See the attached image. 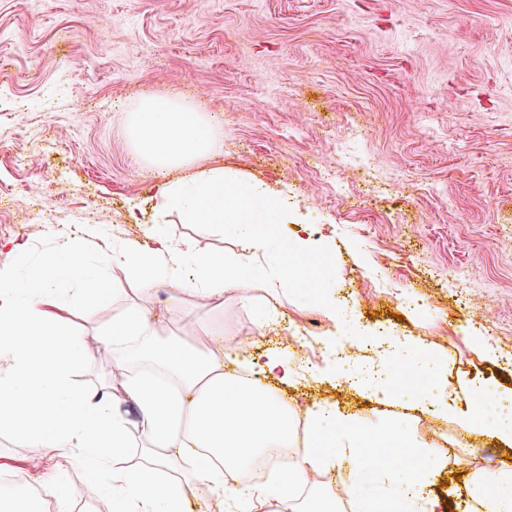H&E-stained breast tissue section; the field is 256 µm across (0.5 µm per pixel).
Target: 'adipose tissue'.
Instances as JSON below:
<instances>
[{
    "label": "adipose tissue",
    "mask_w": 512,
    "mask_h": 512,
    "mask_svg": "<svg viewBox=\"0 0 512 512\" xmlns=\"http://www.w3.org/2000/svg\"><path fill=\"white\" fill-rule=\"evenodd\" d=\"M212 131L204 105L156 95L144 98L125 129L141 155L182 172L159 182V210L178 211L190 224L230 226L238 244L232 255L203 254L191 241L163 237L151 249L129 240L120 250L99 251L91 265L85 239L76 235L26 277L0 272V430L55 448L59 468L83 465L117 502V512H186V476L211 486L226 512H334L331 495L307 489L305 476L335 469L351 474L348 490L358 512H435L428 492L434 471L418 476L374 467L363 452L365 418L318 408L310 418L313 448L293 449L287 402L225 376V364L239 367L243 359L218 346L222 328H202L203 349L161 346L142 305L127 306L95 342L116 369L127 371L126 399L137 407V419L129 420L108 393L76 385L88 353L63 313L89 312L109 300V266L132 271L146 298L162 288L173 306L187 295L220 302L226 284L242 283L269 252L256 224L278 223L282 211L262 185H242L223 165H202ZM499 397L483 391L454 415L470 432L512 446V414L493 422L482 415ZM228 413L235 426L224 423ZM135 434L144 440L139 465L127 459ZM270 448L292 450L291 467L268 482H251L253 460ZM465 502L468 512H512V469L475 471ZM0 512H74V506L63 488L30 485L23 503L0 497Z\"/></svg>",
    "instance_id": "adipose-tissue-1"
}]
</instances>
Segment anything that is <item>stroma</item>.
I'll return each mask as SVG.
<instances>
[{"instance_id": "1", "label": "stroma", "mask_w": 512, "mask_h": 512, "mask_svg": "<svg viewBox=\"0 0 512 512\" xmlns=\"http://www.w3.org/2000/svg\"><path fill=\"white\" fill-rule=\"evenodd\" d=\"M199 98L216 118L208 155L226 174L258 182L288 218L280 242L308 240L327 267H301L296 251L261 257L245 288L224 302L185 298L157 326L162 341L192 343L203 325L224 328L225 345L264 365L296 349L259 337L254 301L262 280L303 268L304 283L275 326L321 320L326 340L358 348L391 334L421 337L435 362L432 397L447 384L512 395V0H0V240L26 244L0 252V270L18 276L59 249L82 224L100 230V249L157 235L187 238L204 254H228L230 232L184 223L156 207L157 175L123 136L147 95ZM357 147L380 176L336 169L316 176L340 144ZM107 276L121 296L93 313L73 310L78 335H97L137 299V280L120 266ZM420 306L402 304L407 291ZM355 293L343 320L327 316L325 295ZM493 326L496 354L472 338ZM332 374L268 392L295 414L332 406L366 416L372 427L411 423L436 448L406 468L436 469V512H463L470 467L512 464L493 438L465 432L417 404V377L402 361L381 379L404 401L386 408L370 390ZM76 383L108 392L127 417L120 380L88 357ZM41 460L40 483L88 488L79 465L59 471L53 449L0 433V477Z\"/></svg>"}]
</instances>
